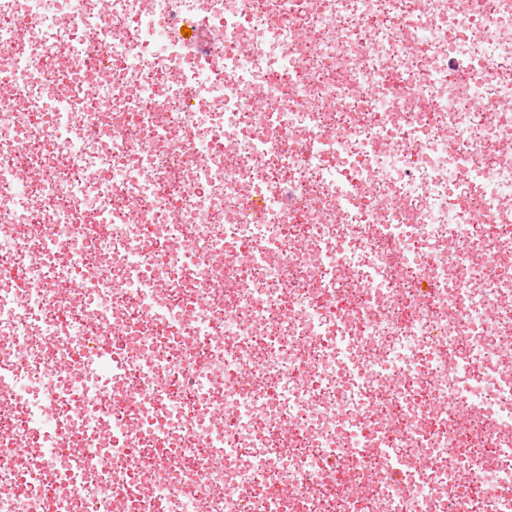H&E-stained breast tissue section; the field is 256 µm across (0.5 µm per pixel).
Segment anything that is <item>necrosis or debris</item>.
<instances>
[{"instance_id": "1", "label": "necrosis or debris", "mask_w": 512, "mask_h": 512, "mask_svg": "<svg viewBox=\"0 0 512 512\" xmlns=\"http://www.w3.org/2000/svg\"><path fill=\"white\" fill-rule=\"evenodd\" d=\"M56 2L0 0V512H512V0Z\"/></svg>"}]
</instances>
